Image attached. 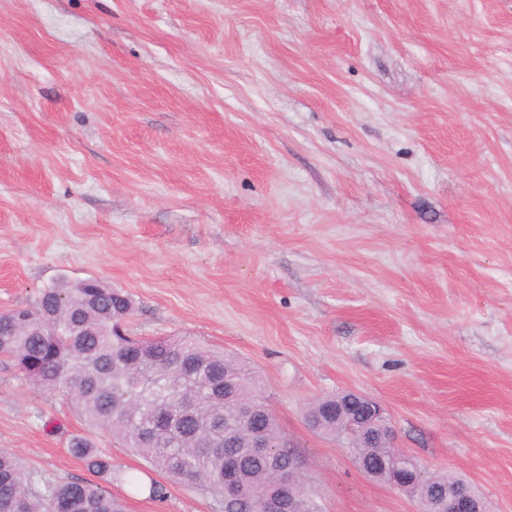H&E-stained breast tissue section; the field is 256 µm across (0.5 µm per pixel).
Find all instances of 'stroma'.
I'll use <instances>...</instances> for the list:
<instances>
[{"instance_id": "stroma-1", "label": "stroma", "mask_w": 512, "mask_h": 512, "mask_svg": "<svg viewBox=\"0 0 512 512\" xmlns=\"http://www.w3.org/2000/svg\"><path fill=\"white\" fill-rule=\"evenodd\" d=\"M89 277L253 369L323 512L416 510L307 426L346 391L512 512V0H0V312ZM74 434L217 512L0 361V449Z\"/></svg>"}]
</instances>
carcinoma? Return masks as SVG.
I'll return each instance as SVG.
<instances>
[{
	"label": "carcinoma",
	"mask_w": 512,
	"mask_h": 512,
	"mask_svg": "<svg viewBox=\"0 0 512 512\" xmlns=\"http://www.w3.org/2000/svg\"><path fill=\"white\" fill-rule=\"evenodd\" d=\"M82 289L61 279L41 289L32 307L0 314V358L45 391L65 389L88 426L141 456L153 471L192 484L217 498L222 512H262V497L280 493L288 464L299 457L288 447L274 414L260 393L258 378L236 356L191 336L141 340L127 334L134 314L130 295L99 290L97 305ZM260 403L250 425L235 420L239 406ZM319 433L348 444L355 467L370 479L393 485L394 470L382 465L395 451L387 429L373 439L338 431L336 414L305 413ZM265 435L278 457L273 469L248 448L252 429ZM69 453L98 477L88 481H40L14 453L0 450V512H125L107 484L119 477L153 500L166 497L164 485L116 471L112 457L86 436L68 441ZM238 473L237 496L224 501V466ZM417 466L413 492L424 512H448V486L465 479ZM299 512H321L304 476L294 478Z\"/></svg>",
	"instance_id": "1"
}]
</instances>
